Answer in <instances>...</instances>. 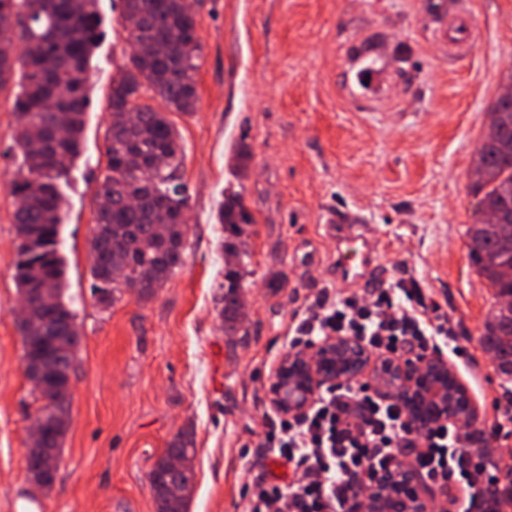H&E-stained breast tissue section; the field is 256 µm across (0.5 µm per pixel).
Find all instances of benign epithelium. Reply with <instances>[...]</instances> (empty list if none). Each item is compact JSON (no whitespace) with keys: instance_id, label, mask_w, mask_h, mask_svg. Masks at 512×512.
<instances>
[{"instance_id":"7a95c632","label":"benign epithelium","mask_w":512,"mask_h":512,"mask_svg":"<svg viewBox=\"0 0 512 512\" xmlns=\"http://www.w3.org/2000/svg\"><path fill=\"white\" fill-rule=\"evenodd\" d=\"M372 375L378 384L399 396L411 427L424 433L449 418H466L471 408L456 410L448 405V385L457 396L468 400L448 362L438 355H424L413 361L372 362L367 349L357 339L329 336L313 352L287 355L274 369L272 399L286 414L304 412L317 391L325 386ZM27 456L43 448V414L31 416ZM370 512H428L419 489V478L408 470H390L378 476L371 492Z\"/></svg>"}]
</instances>
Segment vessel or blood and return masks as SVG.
<instances>
[{"label": "vessel or blood", "mask_w": 512, "mask_h": 512, "mask_svg": "<svg viewBox=\"0 0 512 512\" xmlns=\"http://www.w3.org/2000/svg\"><path fill=\"white\" fill-rule=\"evenodd\" d=\"M476 30L467 13H460L455 25L448 29V46L463 53L472 46ZM325 228L336 243L334 269L338 281H367L375 267L376 258L363 233L360 214L330 211L326 214Z\"/></svg>", "instance_id": "1"}]
</instances>
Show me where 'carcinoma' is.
<instances>
[{
  "mask_svg": "<svg viewBox=\"0 0 512 512\" xmlns=\"http://www.w3.org/2000/svg\"><path fill=\"white\" fill-rule=\"evenodd\" d=\"M122 24L133 43L163 44L161 55L129 56V63L112 79L111 122L106 137L107 174L96 192L97 224L90 241L92 276L99 303L108 308L115 293L133 290L149 299L183 262L189 207L179 171L184 150L180 136L165 113L139 103L149 86L171 112L195 111V73L202 48L196 37L197 18L184 0H123ZM98 36L95 0H0V93H13L16 129L13 149L20 163L11 181L16 201L19 240L14 279L19 297L28 301L33 318L52 320L50 338L28 332L23 355L52 352L67 374L78 347L76 314L65 293V264L59 252L61 197L58 181L65 163L81 150L83 116L89 105L87 73ZM494 132L477 147L472 190L482 195L483 210L498 212L502 224H471L466 229L468 257L494 291L496 302L480 337L498 372L512 380V98L492 104ZM127 111L139 113L124 120ZM218 223L224 226V255L237 263L224 265V296L219 317L224 335L243 328L241 290L249 274L247 226L251 217L240 194L220 204ZM126 272L117 285L112 267ZM53 290L52 301L40 302L37 289ZM35 412L54 413L47 432L51 451L27 461V475H54L67 425L70 392L33 385ZM183 461L174 472L169 458ZM195 437L180 431L156 460L148 475L156 512H187L193 490ZM512 504V482L486 498L487 512Z\"/></svg>",
  "mask_w": 512,
  "mask_h": 512,
  "instance_id": "carcinoma-1",
  "label": "carcinoma"
}]
</instances>
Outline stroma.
<instances>
[{"label": "stroma", "mask_w": 512, "mask_h": 512, "mask_svg": "<svg viewBox=\"0 0 512 512\" xmlns=\"http://www.w3.org/2000/svg\"><path fill=\"white\" fill-rule=\"evenodd\" d=\"M478 26L469 52L450 55L458 9ZM122 0H97L98 45L88 73L82 154L61 185L60 253L79 346L70 370V423L47 490L26 477L35 406L23 366L13 278L16 118L0 96V512H154L148 473L182 429L195 432L188 512H245V488L268 468L259 447L273 367L287 354L291 317L337 286L327 211L364 215L380 258L371 280H416L467 349L448 363L496 433L490 475L512 482V383L478 339L492 288L471 265L465 231L482 220L471 188L474 153L492 103L512 89V0H196L195 112L170 113L184 149L189 200L183 264L148 300L111 307L93 293L94 196L107 173L112 79L130 45ZM368 67V81L357 77ZM248 144L251 158L235 152ZM240 192L252 218L245 323L228 337L224 230L217 210Z\"/></svg>", "instance_id": "stroma-1"}]
</instances>
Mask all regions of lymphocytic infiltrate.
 <instances>
[{"mask_svg":"<svg viewBox=\"0 0 512 512\" xmlns=\"http://www.w3.org/2000/svg\"><path fill=\"white\" fill-rule=\"evenodd\" d=\"M290 347L327 336H354L385 357L422 356L452 334L439 304L414 280L399 279L369 294L341 296L322 290L294 312ZM464 420L415 432L400 399L370 393L368 385L326 390L300 417L278 419L261 440L263 453L285 467L268 471L248 488V512H270L278 501L288 512H360L362 491L385 469L410 468L446 496L448 512H485L490 480L486 435Z\"/></svg>","mask_w":512,"mask_h":512,"instance_id":"f902f5d3","label":"lymphocytic infiltrate"}]
</instances>
